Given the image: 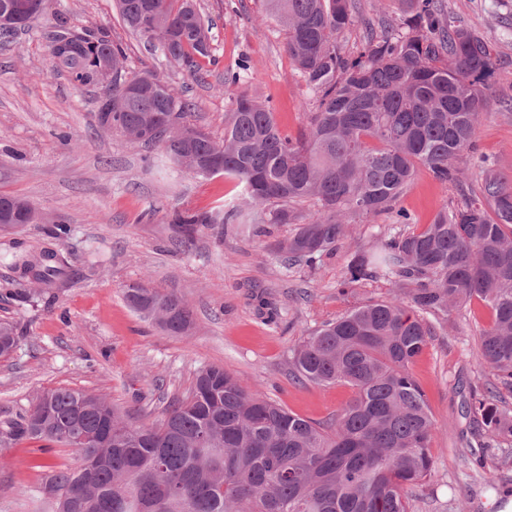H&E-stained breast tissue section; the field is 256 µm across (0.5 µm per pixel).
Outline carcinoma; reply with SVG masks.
<instances>
[{"label":"carcinoma","instance_id":"obj_1","mask_svg":"<svg viewBox=\"0 0 512 512\" xmlns=\"http://www.w3.org/2000/svg\"><path fill=\"white\" fill-rule=\"evenodd\" d=\"M405 13L381 38L351 58L338 40L354 0H267L285 30L288 57L314 96L315 109L296 135L280 130L269 104L240 93L224 140L187 124L193 104L149 73L130 72L125 51L106 28H78L62 12L43 38L70 33L85 44L49 54V74L85 89L96 60H112V123L130 142L158 144L174 170L197 176L210 166L243 186L239 202L175 211L176 244L201 228L241 218L264 229L294 224L275 244L284 261L315 265L330 255L348 226L390 213L427 167L439 183L457 186L466 172L455 160L476 150L488 103L494 52L443 0H405ZM123 24L193 80L211 59V29L195 0H116ZM478 192L441 208L420 231L401 233L374 250L351 254L342 288L383 278L388 295L370 298L300 338L289 366L303 384L344 385L347 401L327 422L293 413L250 390L220 366L202 368L162 416L130 420L105 397L67 387L38 395L0 438L74 448L86 467L60 468L40 494L54 512H410L414 491L431 475L436 421L412 367L450 313L472 299L490 310L478 337L481 360L512 388V182L485 157L475 158ZM314 201L303 218L296 205ZM22 224H38L30 202L0 200ZM395 212V211H393ZM395 223L407 224L397 211ZM15 293L32 283L42 292L70 285L68 257L53 247L14 263ZM127 305L161 332L186 336L194 318L175 292L140 283L124 289ZM19 341L0 322V357ZM476 438L473 465L496 488L490 460L508 462L512 409L472 392L465 406Z\"/></svg>","mask_w":512,"mask_h":512}]
</instances>
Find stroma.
<instances>
[{
	"mask_svg": "<svg viewBox=\"0 0 512 512\" xmlns=\"http://www.w3.org/2000/svg\"><path fill=\"white\" fill-rule=\"evenodd\" d=\"M449 13L474 25L495 52L479 154L512 179V0H445ZM212 32L211 61L195 82L152 52L123 26L114 0H53L73 25L110 29L129 70L154 69L193 104L191 124L217 141L225 114L240 92L272 107L280 129H303L314 98L284 47L282 25L265 0H197ZM399 0H358L352 23L340 34L346 52L362 50L367 36H383ZM40 17L8 43L0 42V194L31 200L49 221L0 233V290L14 277L15 257L49 244L50 221L72 228L63 247L72 259L69 288L42 297L0 301V320L17 324L20 342L0 359V423L29 408L37 394L56 387L107 397L133 416L158 417L189 388L199 369L216 365L242 385L315 422L332 419L352 391L294 381L288 351L302 334L336 319L370 297L386 295L387 281L365 280L341 292L346 258L399 232L383 213L349 226L336 255L315 267L283 265L268 248L292 227L274 224L255 235L248 224L201 229L189 247L171 243L167 214L207 209L238 198L231 178L176 174L156 146L132 145L100 129L97 91L48 75V47ZM239 82H232L233 74ZM474 181L465 188L475 189ZM462 188V189H465ZM461 188L435 181L426 167L397 207L412 230L431 223L439 208L457 205ZM139 282L172 291L193 311L187 336L159 333L128 307L123 290ZM490 323L479 300L452 312L413 366L427 393L437 429L434 469L411 512H497L500 490L512 489V462L498 464L499 491L486 488L468 459L473 438L462 415L474 387L491 372L479 357L477 337ZM37 440L0 444V512H51L38 495L60 465L78 467L76 452H44Z\"/></svg>",
	"mask_w": 512,
	"mask_h": 512,
	"instance_id": "35a3bbf8",
	"label": "stroma"
}]
</instances>
